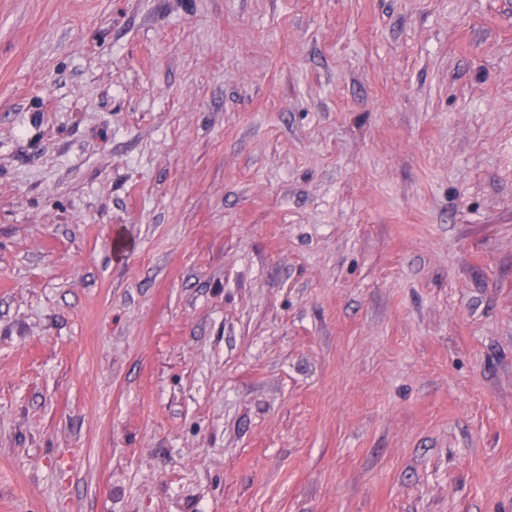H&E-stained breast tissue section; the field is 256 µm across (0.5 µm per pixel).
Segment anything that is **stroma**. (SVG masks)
I'll return each instance as SVG.
<instances>
[{
	"label": "stroma",
	"instance_id": "1",
	"mask_svg": "<svg viewBox=\"0 0 512 512\" xmlns=\"http://www.w3.org/2000/svg\"><path fill=\"white\" fill-rule=\"evenodd\" d=\"M0 512H512V0H0Z\"/></svg>",
	"mask_w": 512,
	"mask_h": 512
}]
</instances>
